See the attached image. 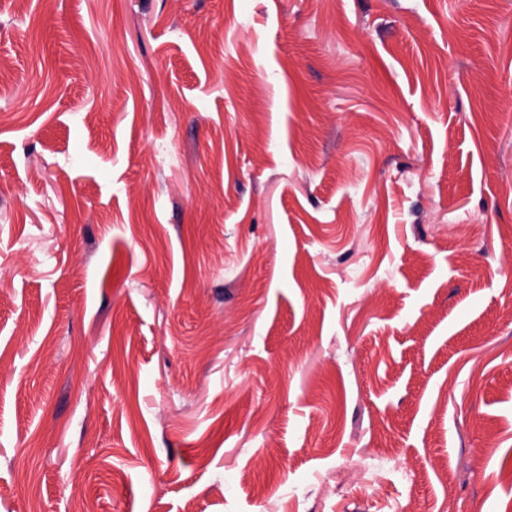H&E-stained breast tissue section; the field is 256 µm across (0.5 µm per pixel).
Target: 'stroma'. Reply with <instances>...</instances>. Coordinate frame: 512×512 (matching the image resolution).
<instances>
[{"mask_svg": "<svg viewBox=\"0 0 512 512\" xmlns=\"http://www.w3.org/2000/svg\"><path fill=\"white\" fill-rule=\"evenodd\" d=\"M0 512H512V0H0Z\"/></svg>", "mask_w": 512, "mask_h": 512, "instance_id": "35a3bbf8", "label": "stroma"}]
</instances>
